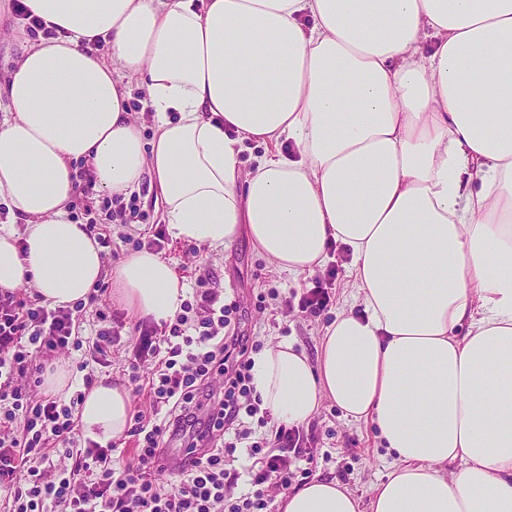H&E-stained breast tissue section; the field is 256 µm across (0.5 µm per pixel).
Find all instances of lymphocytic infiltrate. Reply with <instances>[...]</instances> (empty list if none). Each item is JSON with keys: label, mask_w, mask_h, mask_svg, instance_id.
Wrapping results in <instances>:
<instances>
[{"label": "lymphocytic infiltrate", "mask_w": 512, "mask_h": 512, "mask_svg": "<svg viewBox=\"0 0 512 512\" xmlns=\"http://www.w3.org/2000/svg\"><path fill=\"white\" fill-rule=\"evenodd\" d=\"M73 220L105 248L110 226L124 219L123 197L97 193L89 166L73 174ZM97 283L86 300L48 308L39 298L0 288V512H268L262 484L291 483V456L299 452L302 428L276 426L273 437L251 440L243 418L259 426L271 421L261 412L252 376V355L261 345L237 328L238 302H225L209 268L199 266L195 288L173 320L149 326L155 364L146 382L149 410H135L128 431L132 458L113 457L111 448L80 439L77 409L92 388L89 369L106 364L111 345L109 319ZM102 327L95 340H83L85 311ZM81 352L84 389L69 403L33 396L49 361ZM193 430L190 460L165 454L168 439ZM250 440L255 492L231 498L239 479L229 468L242 440ZM168 481H161V474Z\"/></svg>", "instance_id": "lymphocytic-infiltrate-1"}]
</instances>
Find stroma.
<instances>
[{"label":"stroma","instance_id":"obj_1","mask_svg":"<svg viewBox=\"0 0 512 512\" xmlns=\"http://www.w3.org/2000/svg\"><path fill=\"white\" fill-rule=\"evenodd\" d=\"M140 217L128 228L113 226L112 260L120 262L135 252L138 241L149 238L151 225L165 223V212L158 191L150 183H142L135 192ZM191 243L168 237L161 251L162 257L171 262L174 272L186 287H193L195 265L210 267L217 284L224 291L226 300L241 305V330L258 337L264 347H272L282 341L295 343L309 356H316L324 327L328 326L341 311L353 305L351 278L346 265L347 253L340 248L331 252V262L336 267V277L330 285L331 302L314 316L300 312L282 314L277 306L258 310L259 293L277 289L292 300H299L305 289L311 288L309 275H291L277 269L275 263L260 256L248 236H240L226 248L201 249L198 256H191ZM104 305L110 306L113 316L122 326L112 338V356L108 364L95 366V377H108L112 383L128 385L133 368V348L140 336L136 329L137 317L127 309L113 304L111 293H104ZM147 374L149 364L137 368ZM308 441L297 459V468L313 467L315 477L333 479L349 488L362 499H369L374 487L391 469L394 458L383 448L373 424L355 422L344 417L332 402H325L319 413L305 426Z\"/></svg>","mask_w":512,"mask_h":512}]
</instances>
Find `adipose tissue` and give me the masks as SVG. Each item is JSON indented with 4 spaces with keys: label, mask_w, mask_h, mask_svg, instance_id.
<instances>
[{
    "label": "adipose tissue",
    "mask_w": 512,
    "mask_h": 512,
    "mask_svg": "<svg viewBox=\"0 0 512 512\" xmlns=\"http://www.w3.org/2000/svg\"><path fill=\"white\" fill-rule=\"evenodd\" d=\"M24 3L58 35L22 38L0 86V198L26 223L0 229V288L33 284L56 307L108 276L129 312H178L166 259L107 267L71 220L80 162L110 196L150 181L174 236L200 246L245 234L310 275L344 245L363 313H338L316 357L257 353L254 385L281 423L327 400L373 422L395 465L369 502L315 479L277 512H512V0ZM97 39L111 60L87 53ZM132 83L156 117L148 143ZM252 142L266 151L246 170ZM131 416L105 377L77 410L102 444Z\"/></svg>",
    "instance_id": "obj_1"
}]
</instances>
